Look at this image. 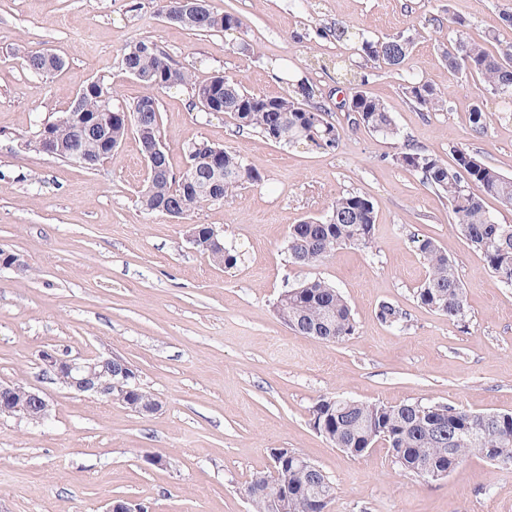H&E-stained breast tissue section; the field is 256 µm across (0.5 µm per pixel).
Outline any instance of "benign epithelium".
<instances>
[{
  "instance_id": "1",
  "label": "benign epithelium",
  "mask_w": 512,
  "mask_h": 512,
  "mask_svg": "<svg viewBox=\"0 0 512 512\" xmlns=\"http://www.w3.org/2000/svg\"><path fill=\"white\" fill-rule=\"evenodd\" d=\"M27 267L22 256L4 250L0 252V269L23 270ZM39 359L44 372L49 373L64 387L78 393H87L115 401L138 413H150L158 405L137 406L132 403L138 393L134 368L118 357H87L77 360L56 348L41 351ZM51 413V405L39 389L20 382L0 381V419H23L41 424ZM271 455L282 469L290 466L310 468L312 464L298 453L286 448H273Z\"/></svg>"
}]
</instances>
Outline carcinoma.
<instances>
[{
	"label": "carcinoma",
	"mask_w": 512,
	"mask_h": 512,
	"mask_svg": "<svg viewBox=\"0 0 512 512\" xmlns=\"http://www.w3.org/2000/svg\"><path fill=\"white\" fill-rule=\"evenodd\" d=\"M179 25L199 32L227 31L242 25L232 13H218L211 8L199 15L188 13ZM348 38L365 57L388 66L400 65L411 53L410 37L396 35L371 41L359 33L345 30L337 38ZM495 40L489 34L484 41L464 36L443 51L451 69L464 68L480 76L493 94L512 97V52L494 53L487 44ZM30 72L48 76L60 71L65 61L51 52H33L23 58ZM124 70L143 75L139 82L146 93L125 111L112 104L114 88L97 80L81 90L79 106L47 125L59 157L69 159L71 145L91 160H103L106 143H121L134 132L142 152L148 153L155 139L162 136L157 92L189 85L194 106L204 112L224 114L240 129L252 128L267 138L289 144L310 141L323 149H334L340 131L328 121L326 112L314 103L315 91L306 81L297 84L296 96L268 97L250 93L240 83L224 74L205 82H195L192 75L178 68L172 60L149 42L127 46L123 53ZM407 97L419 106L440 111L446 105L445 94L419 80L405 85ZM351 109L356 124L386 137L397 136L393 118L377 98L360 90L351 93ZM454 164L444 159L410 150L398 154L396 162L422 175L425 183L448 196L455 227L480 252L487 268L498 281L512 286V224H499L484 207V198L492 197L512 207V177L481 162L465 149L453 150ZM190 181L182 183L158 173L149 175L141 190L140 203L149 213H161L174 207L188 214L204 204L226 203L237 196L246 183L260 176L239 156L208 142L188 151ZM473 183L475 194L466 189ZM375 213L372 202L359 193L336 197L325 219L308 218L289 226L288 254L293 263L315 266L337 247L353 245L367 248L372 242ZM200 232L198 251L231 269L238 263L235 249L219 248L210 242L209 226L197 224ZM424 258L428 275L416 290L419 304L456 322L465 315L466 297L461 280L448 254L429 236L414 240ZM279 318L302 336L320 334L328 342H339L355 333L357 325L340 291L330 283L312 278L293 288L276 305ZM378 319L391 326L403 321L395 306L383 304ZM313 428L329 443L355 457L367 453L376 443L384 442L395 463L410 475L426 469L454 470L465 458L480 456L496 465L498 459L512 460V413H475L464 407L402 402L388 405L378 402L347 401L323 397L311 412ZM253 512H273V498L288 494L289 512H321L336 494V487L322 470L300 471L288 475L283 485L271 472L252 475L247 485Z\"/></svg>",
	"instance_id": "cac0c4a2"
}]
</instances>
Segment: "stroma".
I'll return each instance as SVG.
<instances>
[{"instance_id": "stroma-1", "label": "stroma", "mask_w": 512, "mask_h": 512, "mask_svg": "<svg viewBox=\"0 0 512 512\" xmlns=\"http://www.w3.org/2000/svg\"><path fill=\"white\" fill-rule=\"evenodd\" d=\"M243 22L199 32L168 23L158 0H0V247L29 272L0 270V380L40 389L49 420H0V512H105L124 497L148 512H251L253 474L274 448L294 450L336 485L329 512H512V468L471 456L446 478L407 475L384 446L353 457L310 423L327 396L362 402L421 401L477 413L512 412V286L501 284L454 227L448 198L393 161L405 147L452 160L463 148L512 177V97L479 76L452 70L442 50L459 36L496 34L512 0H210ZM343 27L377 41L403 34L408 59L393 68L330 37ZM146 40L196 80L221 73L248 91L292 95L305 80L341 132L339 146L280 144L236 129L224 114L193 107L190 86L158 95L171 170L206 141L238 154L260 175L234 201L206 204L183 220L138 204L146 163L135 135L112 159L85 169L38 151L34 132L56 121L77 93L100 80L127 109L144 87L122 69V52ZM43 49L66 65L49 76L22 65ZM360 90L380 99L399 129L386 137L356 126L337 61ZM431 83L448 105L426 110L404 93ZM486 115L477 135L473 107ZM368 197L376 216L370 247L342 246L315 267L291 262L288 229L323 217L339 195ZM206 224L236 249L231 269L197 251L191 225ZM433 237L465 288L462 321L420 306L426 277L414 235ZM319 277L346 299L357 330L332 343L302 336L275 304L296 283ZM391 303L405 315L376 317ZM47 348L70 356H117L159 403L135 413L81 396L44 375ZM170 465L158 469L149 455Z\"/></svg>"}]
</instances>
